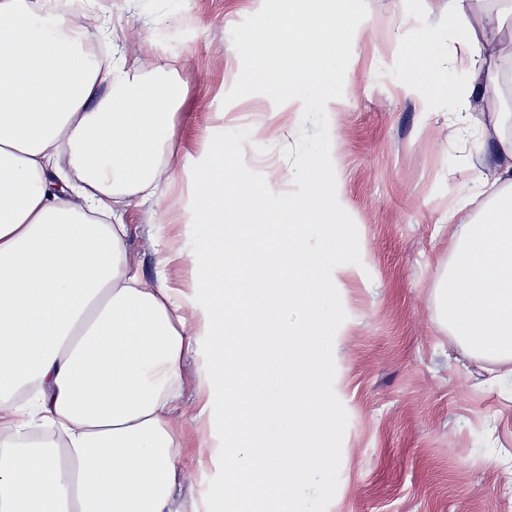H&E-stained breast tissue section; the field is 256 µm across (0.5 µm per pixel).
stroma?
<instances>
[{
  "mask_svg": "<svg viewBox=\"0 0 512 512\" xmlns=\"http://www.w3.org/2000/svg\"><path fill=\"white\" fill-rule=\"evenodd\" d=\"M344 92L327 108L339 202L359 233L361 266L336 288L347 313L334 340L335 392L349 422L337 493L327 512H512V363L461 345L448 326V274L460 225L478 216L476 174L493 151L491 124L459 123L453 91L468 84L460 20L448 0H366ZM112 21L113 51L140 56L143 76L178 82L175 168L191 164L224 127L250 131L244 161L276 193L293 191L285 152L313 122L287 105L249 95L222 100L241 69L230 32L260 0H89ZM429 37L425 57L411 42ZM172 64L154 70L157 48ZM181 188L123 209L124 258L148 282L162 280L187 325L198 326L197 268ZM193 337L181 358L171 419L179 462L191 475L183 512H206L218 468L213 387Z\"/></svg>",
  "mask_w": 512,
  "mask_h": 512,
  "instance_id": "stroma-1",
  "label": "stroma"
}]
</instances>
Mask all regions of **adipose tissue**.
I'll use <instances>...</instances> for the list:
<instances>
[{
  "label": "adipose tissue",
  "mask_w": 512,
  "mask_h": 512,
  "mask_svg": "<svg viewBox=\"0 0 512 512\" xmlns=\"http://www.w3.org/2000/svg\"><path fill=\"white\" fill-rule=\"evenodd\" d=\"M89 23L110 41L98 15L0 0V512H182L168 405L191 332L167 288L124 263L119 206L177 181L160 148L187 90L143 80L141 59L91 55ZM468 43L465 104L512 58L492 20ZM493 156L448 322L470 350L510 361L512 136Z\"/></svg>",
  "instance_id": "ef3b65f1"
}]
</instances>
